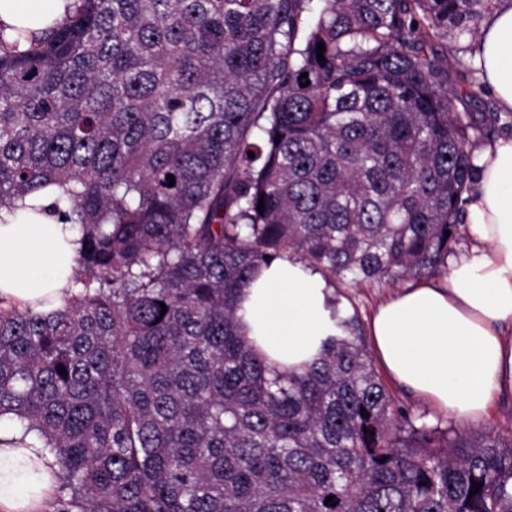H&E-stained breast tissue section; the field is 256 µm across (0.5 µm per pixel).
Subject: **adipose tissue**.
I'll list each match as a JSON object with an SVG mask.
<instances>
[{
  "mask_svg": "<svg viewBox=\"0 0 512 512\" xmlns=\"http://www.w3.org/2000/svg\"><path fill=\"white\" fill-rule=\"evenodd\" d=\"M75 0H0V21L63 22ZM475 64L502 111L512 112V0H495L482 24ZM467 203L473 240L444 281L408 285L380 304L369 323L389 381L460 421L487 419L512 390V133L479 148ZM50 187L19 203L0 223V298L37 311L71 294L77 233L50 215ZM336 295L322 275L291 257L261 267L239 295L236 315L250 343L279 370L312 361L335 335ZM18 421L0 419V512H40L56 488L52 455Z\"/></svg>",
  "mask_w": 512,
  "mask_h": 512,
  "instance_id": "1",
  "label": "adipose tissue"
}]
</instances>
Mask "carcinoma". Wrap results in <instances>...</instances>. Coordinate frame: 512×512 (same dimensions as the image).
<instances>
[{"instance_id": "cac0c4a2", "label": "carcinoma", "mask_w": 512, "mask_h": 512, "mask_svg": "<svg viewBox=\"0 0 512 512\" xmlns=\"http://www.w3.org/2000/svg\"><path fill=\"white\" fill-rule=\"evenodd\" d=\"M489 2L77 0L0 25V211L56 185L82 237L62 307H0V417L50 449L56 512H512V433L415 425L354 318L281 372L236 317L285 254L327 281L447 268L484 127L435 42Z\"/></svg>"}]
</instances>
